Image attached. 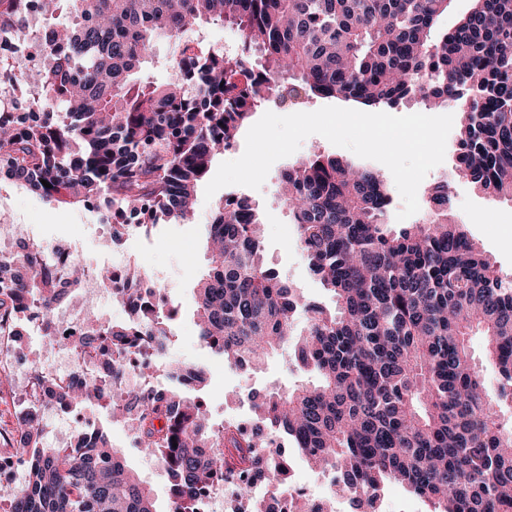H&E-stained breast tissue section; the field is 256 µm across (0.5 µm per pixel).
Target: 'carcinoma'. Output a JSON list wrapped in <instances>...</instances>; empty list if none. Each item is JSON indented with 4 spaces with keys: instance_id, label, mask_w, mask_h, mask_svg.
Segmentation results:
<instances>
[{
    "instance_id": "obj_1",
    "label": "carcinoma",
    "mask_w": 512,
    "mask_h": 512,
    "mask_svg": "<svg viewBox=\"0 0 512 512\" xmlns=\"http://www.w3.org/2000/svg\"><path fill=\"white\" fill-rule=\"evenodd\" d=\"M452 0H37L38 29L26 0H0V29L17 43L42 42L36 69L16 62L6 81L22 101L0 112V181L47 201L102 200L109 221L143 227L192 219L196 186L213 159L233 147L258 108L288 97L395 108L414 100L454 103L462 120L456 176L473 189L512 200V0H472L454 29L438 30ZM237 31L234 52L205 49L201 22ZM174 40V80H134L155 41ZM47 181L46 188L42 181ZM280 196L295 224L310 272L334 298L309 302L266 268L261 224L249 199L231 194L205 225L209 269L196 283L202 344L238 368L258 367L286 346L314 383L274 389L254 411L249 432L209 422L200 397L176 387L182 373L203 389L205 371L176 366L174 385L126 392L86 378L62 394L70 408L110 399L135 447L171 480L173 512H196L200 493L237 485L253 500L254 474L287 487V466L269 451L287 436L304 461L341 469V494L378 512L388 482L427 500L431 512H512V276L501 271L461 225L448 219V182L429 189L430 212L398 231L388 223L391 187L372 168L316 154L285 168ZM49 248L24 243L0 287V336L13 331L25 300L45 309L72 295L58 287ZM103 283L128 318L79 340L131 350L163 348L172 307L140 303L138 290ZM306 326L294 332L296 314ZM485 337L497 368L486 390L469 339ZM33 375L20 420L25 480L0 492V512H155L152 491L106 434L95 429L59 454L43 444L34 419Z\"/></svg>"
}]
</instances>
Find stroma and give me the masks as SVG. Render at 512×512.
Masks as SVG:
<instances>
[{
	"mask_svg": "<svg viewBox=\"0 0 512 512\" xmlns=\"http://www.w3.org/2000/svg\"><path fill=\"white\" fill-rule=\"evenodd\" d=\"M316 152L338 155L342 149L322 136H309L295 153L273 164L261 189L237 185L232 191L248 197L267 225L263 241L266 266L309 301L331 309L335 306L334 299L310 273L291 218L277 194L281 171ZM454 166L455 144L450 141L446 144L443 163L433 168L418 187L420 209L410 216V223L425 218L429 188L448 181L452 191L451 219L464 226L503 272L512 273V249L501 244L503 238L512 235V201L488 196L468 184L452 181ZM205 187V182H198L193 223L162 222L147 232L133 224L123 238L112 242L111 249L124 256L128 268L134 270L142 282L162 289L168 301L179 308L177 319L169 325L170 338L163 356L158 359L159 368L172 364L203 366L207 382L198 394L204 399L212 421L231 420L250 427L256 422L251 408L253 401L262 399L272 389H285L309 380L310 375L298 369L284 349L270 354L261 370L251 371L224 363L201 346L194 288L208 268L204 226L210 223L216 202L222 201L227 193L218 190L208 200L204 197ZM0 203L6 205L14 223L31 225L35 240L47 245L80 240L91 259L96 256L97 237L112 232L111 225L104 222L102 211L89 206L48 202L11 182L0 183ZM22 391V386L16 382L0 383V453L4 455L17 451ZM83 412L95 425L104 428L130 468L151 488L156 512H172L167 474L156 461L134 447L123 423L110 418L106 410L94 404L85 405Z\"/></svg>",
	"mask_w": 512,
	"mask_h": 512,
	"instance_id": "stroma-1",
	"label": "stroma"
}]
</instances>
